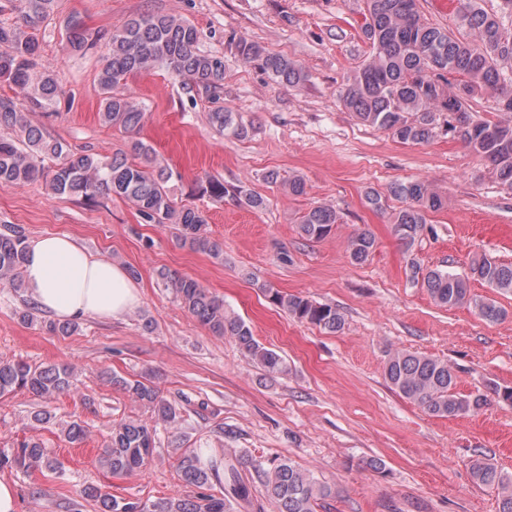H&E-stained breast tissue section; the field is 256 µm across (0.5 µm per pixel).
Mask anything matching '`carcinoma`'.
<instances>
[{
  "mask_svg": "<svg viewBox=\"0 0 512 512\" xmlns=\"http://www.w3.org/2000/svg\"><path fill=\"white\" fill-rule=\"evenodd\" d=\"M26 32L18 26L0 24V83L20 89L30 110L45 109L62 94L59 79L37 69L39 43L34 31L54 12L56 0H19ZM366 24L363 34L370 52L366 61L347 76L339 93V103L362 124L389 132L403 144L428 141L448 110L465 113L451 125L454 137L484 158L499 181L512 190V121L475 120L469 115L471 101L479 94L497 96L499 111L512 112V87L505 72L512 71V0H498V10L486 11L481 0H457L456 27L448 30L429 23L419 0H365ZM71 51L81 52L88 43L86 30L74 16L66 24ZM197 27L170 15L144 14L112 33L99 74L100 111L103 124L131 134L126 150L105 160L87 150L74 152L50 139L30 124L13 97L0 95V129L10 135L0 137V185L22 187L45 180L55 195H80L85 199L115 195L129 200L146 223L175 224L182 246L216 259L224 256L223 244L208 232L203 211L179 207L170 197L166 183L168 169L158 165L151 147L135 137L143 127L145 112L122 93L129 78L162 67L186 85L214 92L224 86V57L197 49ZM237 53L245 60H258L278 82L296 86L306 80L296 62L270 54L257 42L240 40ZM444 81L445 96L432 82ZM210 124L219 132L242 138L248 127L235 113L217 108L209 114ZM58 159L50 168L45 160ZM201 190L213 201L229 197L251 208L264 205L263 197L242 187L226 186L224 180L209 177ZM391 194L405 202L390 214L392 231L406 250H411L427 224V215L441 209L443 199L423 181L399 183ZM338 223L336 210L321 204L299 218L301 236L319 241L331 234ZM376 246L375 236L361 231L348 243L354 264L368 260ZM28 237L23 228L6 225L0 231V281L14 290L23 286V265ZM408 280L427 289L441 307L467 305L483 319L496 322L506 311L495 301L472 293L471 283L485 284L500 294H512V263L486 256L471 260L464 274L444 269H424L411 260ZM159 278L172 288L178 304L216 336L232 337L239 348L267 375L288 373L285 359L259 343L251 327L241 317L227 312L224 301L189 277L160 271ZM273 306L301 322L330 333L342 330L344 316L334 306L305 296L288 294L271 284L261 286ZM385 378L401 397L428 414L448 418L476 413L486 404L482 394L460 395L455 391L456 374L448 362L427 355L397 351L389 355ZM113 386L151 409L155 418L168 427L182 420L177 402L163 396L151 384L110 376ZM79 379L65 363L33 366L23 360L0 359V397L25 391L48 403L56 396L74 391ZM157 426L140 420H125L112 432L99 458L102 467L114 474H131L145 467L156 449ZM177 469L183 480L197 488L193 496L176 495L157 501L139 498L118 499L99 488L87 496L96 499L101 512H236L240 506L261 509L254 504L241 470L224 462V452L205 448L175 449ZM9 467L26 473L56 469V462L43 443L29 439L7 452L0 450V469ZM263 477L265 497L276 512H317L326 500L336 496V488L289 460H272L269 465H253ZM471 476L479 487L497 490L499 512H512V475L492 463L476 459Z\"/></svg>",
  "mask_w": 512,
  "mask_h": 512,
  "instance_id": "cac0c4a2",
  "label": "carcinoma"
}]
</instances>
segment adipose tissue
Segmentation results:
<instances>
[{"label": "adipose tissue", "mask_w": 512, "mask_h": 512, "mask_svg": "<svg viewBox=\"0 0 512 512\" xmlns=\"http://www.w3.org/2000/svg\"><path fill=\"white\" fill-rule=\"evenodd\" d=\"M23 277L38 305L64 321L117 319L139 302L138 288L121 265L90 254L69 234L31 241Z\"/></svg>", "instance_id": "adipose-tissue-1"}]
</instances>
